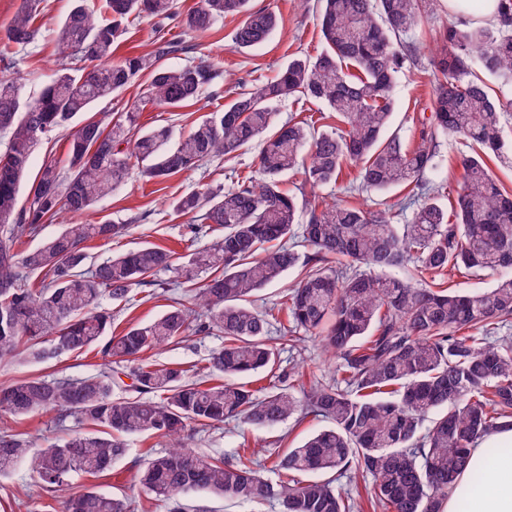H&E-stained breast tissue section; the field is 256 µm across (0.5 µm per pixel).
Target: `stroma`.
Listing matches in <instances>:
<instances>
[{"label":"stroma","instance_id":"stroma-1","mask_svg":"<svg viewBox=\"0 0 512 512\" xmlns=\"http://www.w3.org/2000/svg\"><path fill=\"white\" fill-rule=\"evenodd\" d=\"M251 5L256 9H270L279 17V28L273 38L263 47L251 51H240L233 45L234 31L242 21L238 15L226 16L215 29L203 35L187 34L176 23L163 26L158 20L150 18H140L129 25L114 52L115 57L151 53L157 32L162 29L168 37L184 38L187 44L192 45L193 56H211L224 67L225 79L220 86L218 100H211L204 94L197 102L176 109L165 110L149 105L140 116L142 125L169 124L175 131H187L215 111L217 105L228 104L235 98L243 81L273 79L290 56L313 55L322 49L314 0H309L305 5L300 0H251ZM71 6V0H44L38 18L41 27L38 41L26 49L15 51V67L27 77L23 89L25 97L37 96L42 89L44 75L55 69L54 30ZM449 18L448 0H437L433 13L412 35L418 48V63L402 76L395 88L391 128L411 144L418 138L419 121L423 113L429 112L431 106L434 81L431 66L433 35L447 25ZM260 148V143H252L235 157L214 158L196 170L172 176L163 183L146 180L140 166L131 165L124 185L98 203L88 215L89 220L123 224L127 230L108 244L99 240L89 242V263H99L110 255L138 248L148 242L170 248L182 256L213 245L222 237V229L212 228L199 235L191 234L188 228L190 216L177 213L173 203L200 185L228 188L238 180L253 175ZM356 175V166L345 164L336 186L320 189L319 197L326 200L344 197L352 205L369 210L379 209L382 204L396 200L398 193L394 190L386 193L345 194V186ZM135 215L141 216V223L130 224V217ZM157 279L159 286L155 288L153 296H145L144 292L137 289L123 302L101 299V307L112 313L113 333L155 319L174 298L181 296V289L170 285V273H159ZM223 343V337L217 335L191 333L162 349L149 351L148 357L160 364H180L190 379L202 381L209 374L207 364L211 353ZM104 369L105 360L102 355L91 350L62 355L44 364H32L18 357L0 359V385L31 375L78 380L99 374ZM280 370L290 373L291 384L299 390L308 386L311 380L332 377L336 366L327 359L320 339L307 336L295 346L283 347L280 352ZM325 426V420L312 418L300 423L291 420L273 430L241 427L237 422L230 421L195 432L191 445L199 453L232 460L242 446L266 449L279 442L286 448L295 447ZM85 427V422L73 417L63 422L58 421L52 412L23 417L0 414V432L25 434L36 449L46 446L48 442L65 439L72 431ZM125 442L127 452L114 462L111 472L96 479L74 477L72 490L93 485L124 499L129 512H167L163 502L149 500L139 483L140 471L146 459L150 455L165 452L168 448L167 439L156 435H130ZM50 502V497L42 494L25 466H17L11 474L0 478V512H53Z\"/></svg>","mask_w":512,"mask_h":512}]
</instances>
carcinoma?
<instances>
[{
	"instance_id": "carcinoma-1",
	"label": "carcinoma",
	"mask_w": 512,
	"mask_h": 512,
	"mask_svg": "<svg viewBox=\"0 0 512 512\" xmlns=\"http://www.w3.org/2000/svg\"><path fill=\"white\" fill-rule=\"evenodd\" d=\"M40 0H21L6 29L7 44L35 43ZM73 0L57 24L58 64L34 100L22 98L23 76L0 80V358L23 355L41 363L99 347L105 357L131 363L134 396L113 392L112 374L79 381L24 377L0 386V412L24 416L52 411L92 426L38 451L17 434H0V476L26 465L47 494L65 491L76 474L100 475L126 452L123 437L157 435L169 450L145 463L140 483L156 501L204 491L239 503H273L279 512H352L332 479L299 478L355 468L371 477L373 512H442L456 477L477 440L512 428V337L500 335L512 318V194L494 178L488 160L512 157L500 134L512 100L494 98L479 74L512 88V0H497L488 23L450 22L435 35L436 80L431 112L419 141L408 146L388 133L393 90L417 59L408 36L434 0H317L323 49L293 57L271 81H255L186 136L170 126L141 129L138 109L95 111L148 73L143 100L181 107L224 82V67L199 56L184 65L165 60L188 47L163 35L152 55L114 62L115 43L130 18L179 20L205 33L226 15H245L234 45L255 50L274 35L277 16L252 10L249 0H200L182 15L174 0ZM302 94L336 125L277 124L279 105ZM72 128L68 172L43 160L34 180L36 146ZM450 135L479 150L460 158L463 182L453 214L438 197L441 143ZM263 140L258 176L231 188L203 187L176 200V211L224 235L213 246L176 260L163 246L146 244L86 266L87 243L110 241L124 226L72 223L40 246L14 251L62 212L83 216L125 181L131 162L159 183L215 157H231ZM358 166L354 190H406L384 210L341 202H312L283 188L302 169L300 194L336 184L346 163ZM28 191L26 203L19 196ZM412 210L405 224L392 212ZM412 268L408 278L392 271ZM300 269L288 291L281 339L320 335L337 359L336 379L312 381L297 395L274 385L261 397L244 379L279 367L269 341L268 315L255 297L288 271ZM497 276L485 291L445 286L448 269ZM160 272L189 300L175 301L147 324L110 335L112 315L100 299H127L134 288L157 285ZM208 273L201 279L199 274ZM40 275L39 287L31 286ZM198 330L224 336L209 358L220 376L204 384L177 364L159 365L145 354ZM330 426L302 445L271 453L264 475L252 457L234 462L196 452L188 427L226 419L273 430L295 417ZM61 512H127L126 502L89 486L68 494Z\"/></svg>"
}]
</instances>
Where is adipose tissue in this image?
Here are the masks:
<instances>
[{
  "label": "adipose tissue",
  "mask_w": 512,
  "mask_h": 512,
  "mask_svg": "<svg viewBox=\"0 0 512 512\" xmlns=\"http://www.w3.org/2000/svg\"><path fill=\"white\" fill-rule=\"evenodd\" d=\"M479 471L489 479L475 490L470 475ZM443 512H512V430L494 433L472 448L467 471L457 479Z\"/></svg>",
  "instance_id": "obj_1"
}]
</instances>
